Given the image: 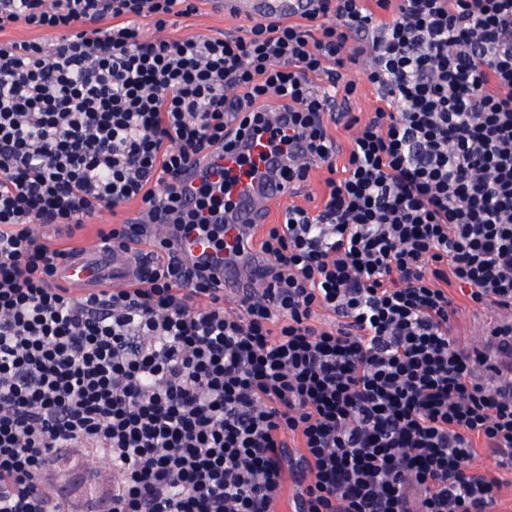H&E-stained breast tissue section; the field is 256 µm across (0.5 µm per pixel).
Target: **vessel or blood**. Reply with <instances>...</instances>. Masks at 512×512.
I'll list each match as a JSON object with an SVG mask.
<instances>
[{"instance_id":"b4317fda","label":"vessel or blood","mask_w":512,"mask_h":512,"mask_svg":"<svg viewBox=\"0 0 512 512\" xmlns=\"http://www.w3.org/2000/svg\"><path fill=\"white\" fill-rule=\"evenodd\" d=\"M224 13L244 20L277 21L307 13L310 0H216ZM305 147L295 142L289 150L274 151L265 132L246 135L233 148L209 162L190 168L187 189L201 182L224 183L233 205L224 213V249L215 251L208 241L192 233L173 240L170 254L182 264L210 265L214 286L225 299L243 295L263 296L267 284L261 275L264 258L250 243L258 225L267 223L273 208L289 195L285 170L302 157ZM143 262L142 255L102 244H90L63 260L60 283L83 292L105 283L121 287L133 280Z\"/></svg>"}]
</instances>
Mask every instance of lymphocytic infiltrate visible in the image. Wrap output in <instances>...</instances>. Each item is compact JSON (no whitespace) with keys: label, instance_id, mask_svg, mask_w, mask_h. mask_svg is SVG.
Instances as JSON below:
<instances>
[{"label":"lymphocytic infiltrate","instance_id":"lymphocytic-infiltrate-1","mask_svg":"<svg viewBox=\"0 0 512 512\" xmlns=\"http://www.w3.org/2000/svg\"><path fill=\"white\" fill-rule=\"evenodd\" d=\"M194 0H0V512H496L512 472V0H313L296 21L167 33ZM156 36L148 40L145 28ZM360 70L379 104L335 93ZM285 108L326 169L318 214L262 228L269 292L228 309L162 226L224 246L223 189L190 164ZM97 238L151 262L75 297L61 260ZM498 319L480 343L461 305ZM332 313L336 324L321 322ZM486 448L491 469L473 467ZM115 479L72 507L45 478L78 451ZM346 80H354L358 83L356 93L349 99L348 111L351 115L366 118L373 112L377 106L376 93L373 88L362 79L358 71H350L346 73ZM497 314L491 310H484L479 313L474 312L472 308H461L454 321V334L468 341L477 339L481 329L494 322Z\"/></svg>","mask_w":512,"mask_h":512}]
</instances>
